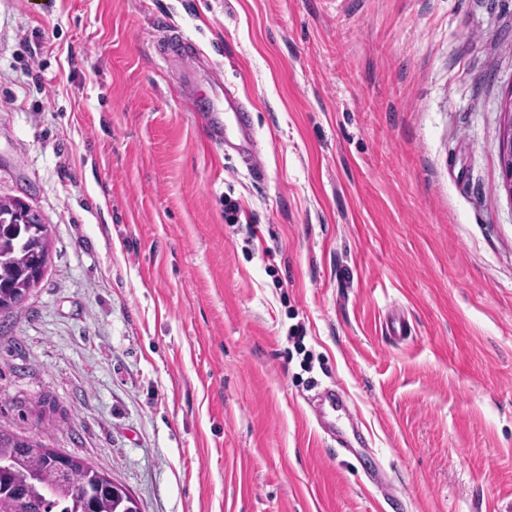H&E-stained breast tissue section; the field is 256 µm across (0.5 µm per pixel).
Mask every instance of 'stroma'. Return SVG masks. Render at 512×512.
<instances>
[{"label":"stroma","instance_id":"stroma-1","mask_svg":"<svg viewBox=\"0 0 512 512\" xmlns=\"http://www.w3.org/2000/svg\"><path fill=\"white\" fill-rule=\"evenodd\" d=\"M217 78L260 172L194 118ZM511 98L512 0H0V196L50 241L0 427L142 512H512ZM507 120L503 123V128L499 137V152L503 164V169L508 184L509 192L512 193V100L505 104L502 109ZM348 412L347 396L344 391L336 388H326L318 396V405L316 407V415L318 419L323 420L325 414L328 413L334 417L346 415Z\"/></svg>","mask_w":512,"mask_h":512}]
</instances>
